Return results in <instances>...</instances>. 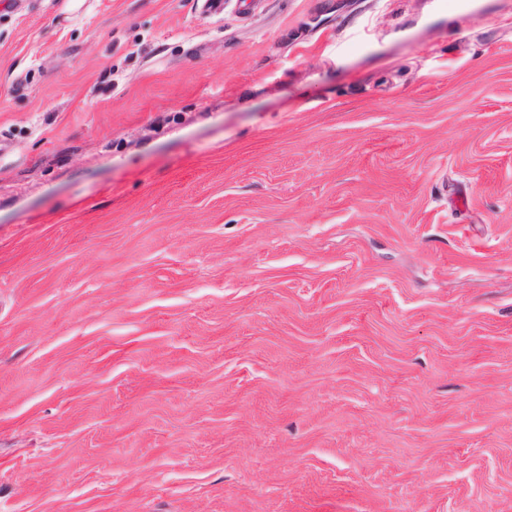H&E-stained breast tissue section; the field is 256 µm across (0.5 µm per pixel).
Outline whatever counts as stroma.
Here are the masks:
<instances>
[{"mask_svg":"<svg viewBox=\"0 0 512 512\" xmlns=\"http://www.w3.org/2000/svg\"><path fill=\"white\" fill-rule=\"evenodd\" d=\"M0 512H512V0L0 4Z\"/></svg>","mask_w":512,"mask_h":512,"instance_id":"1","label":"stroma"}]
</instances>
